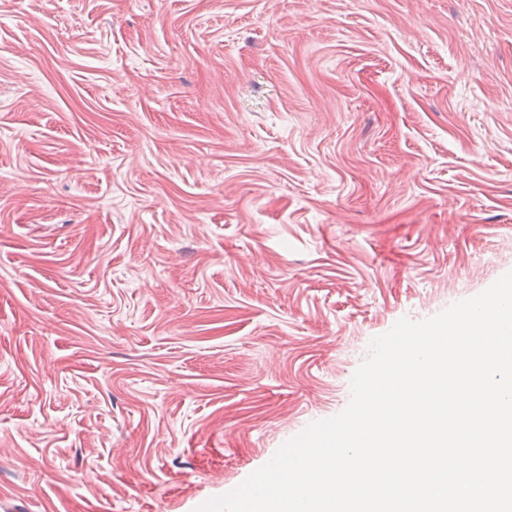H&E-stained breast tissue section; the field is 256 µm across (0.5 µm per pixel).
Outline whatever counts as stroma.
<instances>
[{
	"label": "stroma",
	"instance_id": "stroma-1",
	"mask_svg": "<svg viewBox=\"0 0 512 512\" xmlns=\"http://www.w3.org/2000/svg\"><path fill=\"white\" fill-rule=\"evenodd\" d=\"M510 271L512 0H0V512H196Z\"/></svg>",
	"mask_w": 512,
	"mask_h": 512
}]
</instances>
